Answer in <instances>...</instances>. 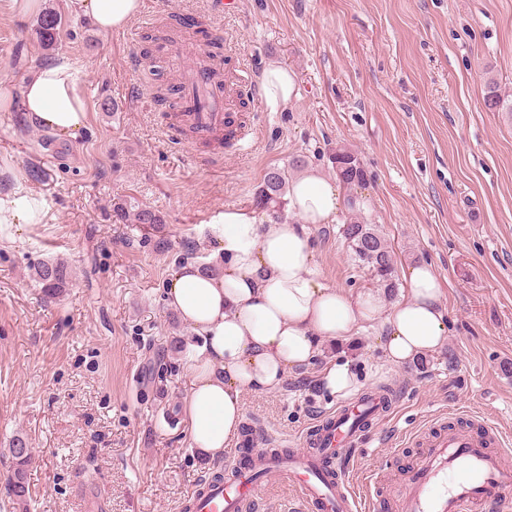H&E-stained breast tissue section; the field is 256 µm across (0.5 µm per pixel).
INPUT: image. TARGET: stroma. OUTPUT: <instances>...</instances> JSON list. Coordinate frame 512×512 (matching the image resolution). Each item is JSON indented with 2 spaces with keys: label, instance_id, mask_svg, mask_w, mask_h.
Instances as JSON below:
<instances>
[{
  "label": "stroma",
  "instance_id": "1",
  "mask_svg": "<svg viewBox=\"0 0 512 512\" xmlns=\"http://www.w3.org/2000/svg\"><path fill=\"white\" fill-rule=\"evenodd\" d=\"M128 28L94 29L72 0H46L64 22L56 49L32 32L35 15L0 0V179L45 201L39 224H0V475L23 434L33 450L27 512H85L100 489L107 512H182L191 487L223 471L195 448L184 361L199 338L167 308L164 286L185 252L206 263L225 209L255 210L265 174L301 157L335 179L331 155L356 152L360 212L395 253L399 289L418 263L442 282L449 335L420 364L387 362L376 330L326 343L350 361L358 391L403 398L365 445L369 466L405 469L419 447L406 434L448 409L473 412L512 435V112L485 105L488 79L512 98V0H238L218 22L229 62L255 76L272 64L295 76L287 106H254L249 154L194 166L167 143L168 109L142 54L172 14L209 0H141ZM67 55L81 72L90 119L77 139L22 124L10 95L39 59ZM63 151L51 156L49 145ZM38 165L50 178L33 181ZM159 210L164 224H118L112 204ZM309 234L322 280L374 286L339 223ZM62 259L73 278L50 297L31 278ZM324 360L276 392L244 395V416L283 438L340 404L319 386Z\"/></svg>",
  "mask_w": 512,
  "mask_h": 512
}]
</instances>
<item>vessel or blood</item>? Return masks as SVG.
<instances>
[{
  "instance_id": "vessel-or-blood-1",
  "label": "vessel or blood",
  "mask_w": 512,
  "mask_h": 512,
  "mask_svg": "<svg viewBox=\"0 0 512 512\" xmlns=\"http://www.w3.org/2000/svg\"><path fill=\"white\" fill-rule=\"evenodd\" d=\"M237 0H212L206 14L185 17L182 32L160 41L158 60L176 65L180 91L165 120L168 143L181 147L201 167L223 159V142L246 151L256 132L255 117L239 111L242 99L259 97L253 74L239 62L224 63L212 39L218 16L235 12ZM397 405L380 390L337 406L314 419L301 445L275 453L277 438L264 428L244 433L224 480L197 484L184 501L186 512H253L259 480L276 474L296 489L289 512H379L380 506L350 479L363 442L374 425ZM421 452L410 476L391 479L384 468L370 470L367 483L392 481L396 512H512L511 450L502 433L484 420L470 427L444 428L420 438Z\"/></svg>"
}]
</instances>
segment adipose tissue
Returning <instances> with one entry per match:
<instances>
[{
  "instance_id": "obj_1",
  "label": "adipose tissue",
  "mask_w": 512,
  "mask_h": 512,
  "mask_svg": "<svg viewBox=\"0 0 512 512\" xmlns=\"http://www.w3.org/2000/svg\"><path fill=\"white\" fill-rule=\"evenodd\" d=\"M101 33L124 29L140 0H78ZM17 107L37 128L77 138L89 112L81 78L69 63L42 64L19 89ZM340 184L310 169L288 190L290 221H267L225 209L216 269L188 261L169 279L165 301L201 349L186 365L191 387L186 402L193 445L214 460L240 429L247 392H275L288 375L309 367L328 340L355 335L379 323L378 340L390 363L403 366L439 353L448 338L443 290L430 265L410 268L406 293L388 301L377 291L357 295L323 282L308 227L334 221L345 206ZM44 202L33 194L0 198V224H37Z\"/></svg>"
}]
</instances>
